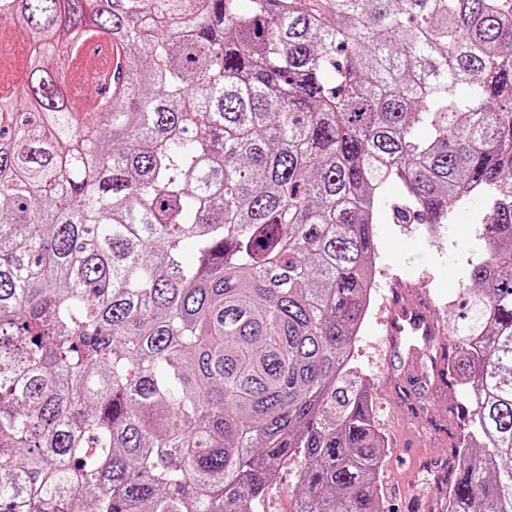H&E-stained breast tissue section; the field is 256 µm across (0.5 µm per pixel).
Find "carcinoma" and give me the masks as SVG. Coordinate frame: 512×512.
<instances>
[{
    "mask_svg": "<svg viewBox=\"0 0 512 512\" xmlns=\"http://www.w3.org/2000/svg\"><path fill=\"white\" fill-rule=\"evenodd\" d=\"M0 512H385L374 225L482 201L448 512H512V0H0ZM89 39L110 104L65 71ZM465 89L462 95L457 90ZM398 189L391 208L386 189ZM295 467L296 464L293 460L285 461L281 472V480L269 494L265 502L264 508L268 512H289L291 510V496L288 492L295 489Z\"/></svg>",
    "mask_w": 512,
    "mask_h": 512,
    "instance_id": "cac0c4a2",
    "label": "carcinoma"
}]
</instances>
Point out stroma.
<instances>
[{
	"label": "stroma",
	"instance_id": "stroma-1",
	"mask_svg": "<svg viewBox=\"0 0 512 512\" xmlns=\"http://www.w3.org/2000/svg\"><path fill=\"white\" fill-rule=\"evenodd\" d=\"M480 204L471 201L455 207L450 224L437 237L424 224H378L375 264L377 276L371 306L355 344L354 363L369 376L375 420L389 441L381 493L391 512H446L448 495L443 472L448 434L459 420L451 406L467 404V389H441L430 403L428 414L412 415L394 385L406 370L419 366V351L391 350L378 323L387 282L396 275L411 280L429 293L442 322L453 320L468 296L464 272L483 254L474 220Z\"/></svg>",
	"mask_w": 512,
	"mask_h": 512
}]
</instances>
